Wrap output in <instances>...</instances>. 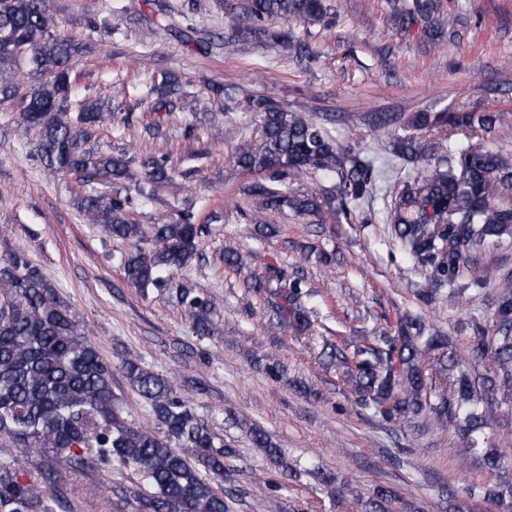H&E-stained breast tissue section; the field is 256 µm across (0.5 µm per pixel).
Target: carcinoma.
<instances>
[{
	"label": "carcinoma",
	"mask_w": 512,
	"mask_h": 512,
	"mask_svg": "<svg viewBox=\"0 0 512 512\" xmlns=\"http://www.w3.org/2000/svg\"><path fill=\"white\" fill-rule=\"evenodd\" d=\"M393 14L406 32L424 22L431 44L455 36L443 0H394ZM276 22L285 28L272 29ZM291 23L332 24L326 0H244L224 11V30L237 49L271 40L301 62L319 61L320 53L287 28ZM85 51L78 36L57 32L54 0H0V96L17 95V77L25 69L41 77L21 97L19 113L36 134L37 159L47 172L74 174L88 187L78 208L89 223L129 245L121 259L127 283L142 291L160 288L170 272L201 256L203 225L189 211L172 223L141 224L131 217L129 195L119 189L108 198L97 193L96 186L126 177L130 159L124 151L104 153L90 144L89 128L115 116L106 100L84 99L78 111L70 108L73 63ZM173 85L164 76L150 89L157 95L155 110L172 104ZM249 107L261 117L259 143L240 145L235 162L256 176L240 193L253 200L248 218L262 233H280L279 218L289 211L319 224L327 218L350 220L375 181L374 158L362 148L369 136L412 165L413 173L394 197L390 220L401 245L425 267L422 303L429 306L442 296L456 305L469 290L460 281L479 248L512 238V155L483 142L484 134L503 124L500 110L418 112L410 118L414 132L407 135L396 133L401 115L372 112L365 130L342 142L329 129L335 122L330 115L289 111L266 95L251 97ZM458 134L467 143L446 159L429 161L431 139ZM140 165L154 188L174 185L168 154L150 151ZM315 172L331 184L293 187ZM488 281L499 289L491 335L473 325L477 336L466 353H453L434 366L450 386L437 389L425 368L427 354L445 342L424 337L425 319L410 313L398 317L396 335L382 329L347 342L328 355L329 364L358 403L394 422L427 413L437 427L462 431L469 438L464 453H470L479 444L476 433L485 427L479 405L499 390L512 393V273L491 268L474 284ZM278 282L270 328L305 330L303 280L282 275ZM174 292L198 335H221L213 299L187 285ZM469 364L493 372L483 376L481 395L476 380L462 370ZM116 372L150 405V425L123 417L124 400L112 389ZM0 439L13 445L0 457V512H74L67 474L95 476L114 465L136 471L154 487L151 494L138 485L116 492L121 501L136 500L139 512H225L226 460L235 449L199 422L168 378L136 360L105 362L22 251L0 259ZM252 442L283 475L297 477L263 431L253 430Z\"/></svg>",
	"instance_id": "carcinoma-1"
}]
</instances>
